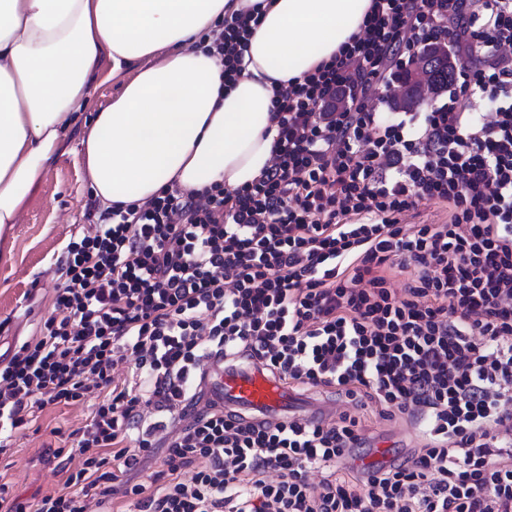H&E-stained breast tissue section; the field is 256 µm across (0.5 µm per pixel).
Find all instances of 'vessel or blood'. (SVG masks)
Segmentation results:
<instances>
[{
	"label": "vessel or blood",
	"instance_id": "b4317fda",
	"mask_svg": "<svg viewBox=\"0 0 512 512\" xmlns=\"http://www.w3.org/2000/svg\"><path fill=\"white\" fill-rule=\"evenodd\" d=\"M201 385L207 398L217 405L239 414L256 413L266 420H285L291 416L320 420L332 415L334 408L333 400L296 393L262 364H228L220 355L208 359Z\"/></svg>",
	"mask_w": 512,
	"mask_h": 512
}]
</instances>
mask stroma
Returning a JSON list of instances; mask_svg holds the SVG:
<instances>
[{
	"label": "stroma",
	"mask_w": 512,
	"mask_h": 512,
	"mask_svg": "<svg viewBox=\"0 0 512 512\" xmlns=\"http://www.w3.org/2000/svg\"><path fill=\"white\" fill-rule=\"evenodd\" d=\"M79 141L78 127L68 129L64 157L31 191L11 232L0 237V320L10 321L0 333V354L28 340L40 320L53 312L56 260L71 238L90 224L88 212L96 202L80 162ZM313 395L335 399L337 411L358 419L368 442L357 459L351 460V467H358L360 460L381 448L391 459H403L421 443L418 425L386 419L374 404H357L332 388H316ZM92 410L89 400L60 406L40 419L39 430L14 435L10 448L0 453V476L12 484L14 493L29 498L62 488V474L55 464L41 458L43 447L52 442V429L71 433L86 424Z\"/></svg>",
	"instance_id": "35a3bbf8"
}]
</instances>
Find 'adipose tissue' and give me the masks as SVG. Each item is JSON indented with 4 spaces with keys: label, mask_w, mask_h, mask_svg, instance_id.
Segmentation results:
<instances>
[{
    "label": "adipose tissue",
    "mask_w": 512,
    "mask_h": 512,
    "mask_svg": "<svg viewBox=\"0 0 512 512\" xmlns=\"http://www.w3.org/2000/svg\"><path fill=\"white\" fill-rule=\"evenodd\" d=\"M371 0H0V229L54 163L101 58L131 71L82 127L100 209L162 188L235 189L269 166L276 83L300 79L358 32ZM263 13L242 72L198 47L226 16Z\"/></svg>",
    "instance_id": "adipose-tissue-1"
}]
</instances>
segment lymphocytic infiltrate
<instances>
[{
    "mask_svg": "<svg viewBox=\"0 0 512 512\" xmlns=\"http://www.w3.org/2000/svg\"><path fill=\"white\" fill-rule=\"evenodd\" d=\"M259 21L232 15L210 44L225 83ZM445 41L460 63L445 99L390 118L385 94L370 106ZM272 112L274 162L252 183L169 186L68 243L53 313L0 355V451L48 408L97 403L63 489L31 502L0 482V512H114L116 482L161 442L162 470L120 490L137 512H512V0H372ZM425 201L444 222H400ZM220 354L367 398L427 442L360 479L348 413L192 414L202 361ZM129 358L136 389L115 380Z\"/></svg>",
    "mask_w": 512,
    "mask_h": 512,
    "instance_id": "1",
    "label": "lymphocytic infiltrate"
}]
</instances>
